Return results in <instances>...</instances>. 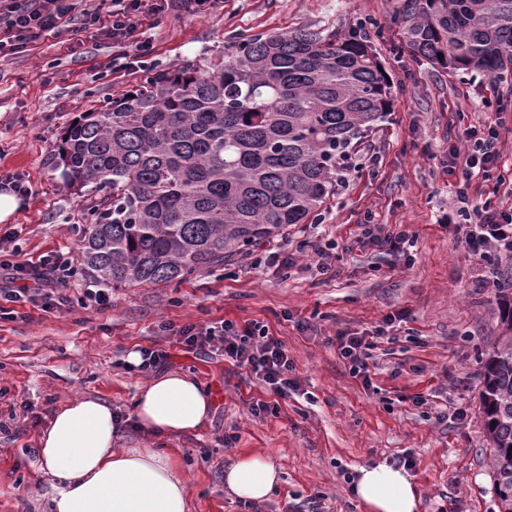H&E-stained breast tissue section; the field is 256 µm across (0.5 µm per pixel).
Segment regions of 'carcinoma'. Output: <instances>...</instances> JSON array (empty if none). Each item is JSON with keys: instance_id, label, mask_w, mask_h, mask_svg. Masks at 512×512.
Instances as JSON below:
<instances>
[{"instance_id": "carcinoma-1", "label": "carcinoma", "mask_w": 512, "mask_h": 512, "mask_svg": "<svg viewBox=\"0 0 512 512\" xmlns=\"http://www.w3.org/2000/svg\"><path fill=\"white\" fill-rule=\"evenodd\" d=\"M394 23L416 61L512 73V0H403ZM381 66L362 26L235 34L224 58L149 72L80 116L51 160L68 185L104 191L82 269L112 288L165 284L316 219L340 154L390 111ZM499 275L480 411L496 506L512 512V267Z\"/></svg>"}]
</instances>
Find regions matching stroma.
I'll use <instances>...</instances> for the list:
<instances>
[{"label":"stroma","instance_id":"1","mask_svg":"<svg viewBox=\"0 0 512 512\" xmlns=\"http://www.w3.org/2000/svg\"><path fill=\"white\" fill-rule=\"evenodd\" d=\"M402 0H218L198 14L178 7L144 22L145 67L205 64L224 53L231 31L273 35L295 28L346 32L381 25L372 47L392 83L384 122L362 137L377 152L376 171L353 174L316 224L289 226L275 242L293 255L286 269L253 247L218 267L169 284L114 289L112 306L71 304L46 313L20 306L0 321V512H48L54 481L36 454L43 424L72 395L97 397L129 415L148 383L127 371L141 347L171 348L161 324L258 321L285 341L301 392L275 399L260 381L222 357L175 352L166 368L197 375L214 398L200 431L155 442L126 423L123 448L156 447L170 455L189 486V512H249L228 494L224 472L245 452L267 455L281 471L262 512H366L350 478L375 463L408 466L421 491L419 512H497L480 414V371L500 333L491 265L472 255L455 215L448 151L464 129L494 127L504 143L499 168L512 169V73L490 77L416 65L399 47L392 19ZM112 50L86 41L79 53L65 37L32 43L0 59V170L33 194L0 223V253L38 257L76 252L87 231L88 188L65 186L50 155L68 124L128 90L136 77L113 69ZM406 232L408 257L356 246L365 223ZM331 265L320 274L313 244ZM393 317L394 339L372 351L370 384L352 377L336 332H371ZM277 401V415L253 416V402ZM446 421H437L439 407ZM234 437L225 447V437Z\"/></svg>","mask_w":512,"mask_h":512}]
</instances>
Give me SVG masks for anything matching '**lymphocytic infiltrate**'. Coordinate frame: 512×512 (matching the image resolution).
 <instances>
[{
	"mask_svg": "<svg viewBox=\"0 0 512 512\" xmlns=\"http://www.w3.org/2000/svg\"><path fill=\"white\" fill-rule=\"evenodd\" d=\"M108 16L98 6L79 5L78 0H0V58L26 52L28 46L45 37L59 36L62 30L72 35L112 44V65L129 71L139 69L147 52L145 43L134 35L143 19L173 9L172 0H111ZM465 163L454 185L456 203L469 202L473 179L487 176L501 155L495 128L480 131L467 128L463 139ZM474 228L466 237L470 252L478 257L489 254L496 242L505 240L512 228V209L488 205L473 207ZM72 261L65 254L45 255L39 260L0 261L9 287L0 289V319H14L15 304L37 303L42 311L53 312L69 301ZM170 333L186 351L209 352L225 361L249 369L274 394L287 397L298 390L292 378L293 363L279 338L257 322L232 321L189 324L171 328ZM336 346L352 376L370 377L371 351L366 334L340 329Z\"/></svg>",
	"mask_w": 512,
	"mask_h": 512,
	"instance_id": "f902f5d3",
	"label": "lymphocytic infiltrate"
}]
</instances>
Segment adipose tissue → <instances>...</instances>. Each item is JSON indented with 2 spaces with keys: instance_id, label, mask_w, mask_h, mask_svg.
Masks as SVG:
<instances>
[{
  "instance_id": "obj_1",
  "label": "adipose tissue",
  "mask_w": 512,
  "mask_h": 512,
  "mask_svg": "<svg viewBox=\"0 0 512 512\" xmlns=\"http://www.w3.org/2000/svg\"><path fill=\"white\" fill-rule=\"evenodd\" d=\"M214 400L195 375L165 372L139 389L132 414L159 440L206 425ZM111 405L74 396L45 425L38 454L53 477L50 512H188L189 487L179 466L155 448H121ZM230 493L244 502L269 498L279 471L261 453H244L225 471ZM354 490L367 512H417L420 492L412 476L385 463L358 468Z\"/></svg>"
}]
</instances>
